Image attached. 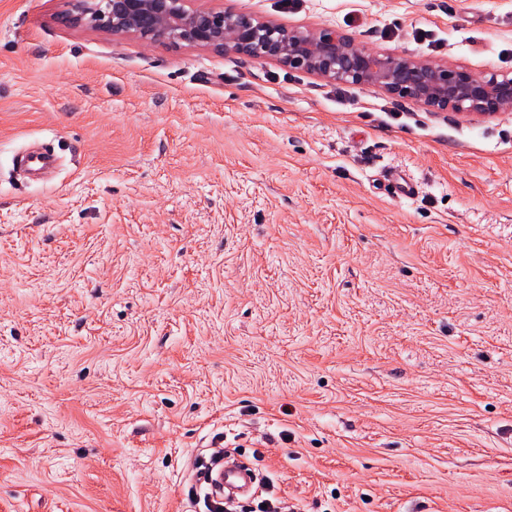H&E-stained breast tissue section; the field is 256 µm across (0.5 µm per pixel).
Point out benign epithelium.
<instances>
[{"mask_svg": "<svg viewBox=\"0 0 512 512\" xmlns=\"http://www.w3.org/2000/svg\"><path fill=\"white\" fill-rule=\"evenodd\" d=\"M74 2L68 17L75 26L273 60L324 79L374 86L439 110L492 117L512 108L511 74H476L463 66L376 51L335 29H290L243 12L191 8L188 0Z\"/></svg>", "mask_w": 512, "mask_h": 512, "instance_id": "obj_1", "label": "benign epithelium"}]
</instances>
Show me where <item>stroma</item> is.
<instances>
[{
  "label": "stroma",
  "instance_id": "stroma-1",
  "mask_svg": "<svg viewBox=\"0 0 512 512\" xmlns=\"http://www.w3.org/2000/svg\"><path fill=\"white\" fill-rule=\"evenodd\" d=\"M192 4L512 72V0ZM66 10L0 0V512H194L215 446L298 512H512V112Z\"/></svg>",
  "mask_w": 512,
  "mask_h": 512
}]
</instances>
